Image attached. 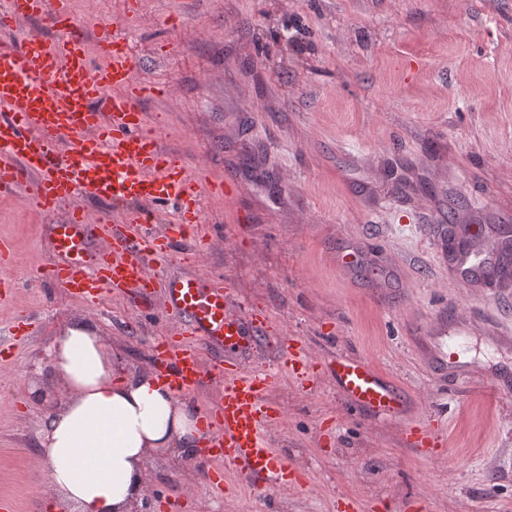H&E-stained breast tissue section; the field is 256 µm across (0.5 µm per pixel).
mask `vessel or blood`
Segmentation results:
<instances>
[{"label":"vessel or blood","mask_w":512,"mask_h":512,"mask_svg":"<svg viewBox=\"0 0 512 512\" xmlns=\"http://www.w3.org/2000/svg\"><path fill=\"white\" fill-rule=\"evenodd\" d=\"M33 20L44 22L46 34L20 29V22ZM0 30L20 37L17 48L0 51V193H30L47 213L70 207L65 222L51 227L52 260L35 278L93 304L108 293L162 298L176 322L150 349L158 376L180 394L207 382L218 386L219 397L205 415L212 448L252 476L282 486L294 468L265 434L283 417L270 398L274 381L248 372L242 361L263 339L262 322L235 311L223 278L195 273L160 284L151 272L153 262L169 256L176 244L208 242L201 196L218 190L233 195L239 181L188 175L182 156L163 148L159 131L146 124L139 102L148 88L134 79L125 39L104 33L99 50L106 64L91 68L68 0H7ZM78 196L121 207L119 219L89 222L84 208L73 203ZM167 201L179 206V219L160 233L150 208ZM484 260L480 253L458 257L461 286L473 285ZM203 345L223 350L224 359L205 364ZM280 358L291 376L312 381L307 359L291 346L281 344ZM331 372L351 403L397 413L407 407L397 384L366 361L342 356ZM404 435L424 453L447 446L438 431L414 420L407 421Z\"/></svg>","instance_id":"obj_1"}]
</instances>
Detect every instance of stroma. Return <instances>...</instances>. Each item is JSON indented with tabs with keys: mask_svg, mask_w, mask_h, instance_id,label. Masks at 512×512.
I'll return each instance as SVG.
<instances>
[{
	"mask_svg": "<svg viewBox=\"0 0 512 512\" xmlns=\"http://www.w3.org/2000/svg\"><path fill=\"white\" fill-rule=\"evenodd\" d=\"M124 2L70 0L92 66L105 64L102 30L119 29L164 147L242 185L202 198L213 244L185 245L154 273L223 276L240 309L325 367L302 388L271 340L245 355L278 375L285 414L268 437L297 484L268 494L224 459L158 455L152 512H336L344 499L358 512H512V282L461 287L441 252L449 231L488 227L475 241L488 252L493 227L512 226V0H136L131 15ZM66 214L0 195L13 278L0 300V497L16 512L41 499L30 417L61 398L53 337L86 318L140 369L164 326L158 301L91 307L33 278ZM351 246L367 254L353 276L336 265ZM22 315L32 330L12 335ZM436 348L450 356L439 373ZM345 355L400 385L413 417L444 430L445 453L422 456L401 418L350 405L330 372Z\"/></svg>",
	"mask_w": 512,
	"mask_h": 512,
	"instance_id": "stroma-1",
	"label": "stroma"
}]
</instances>
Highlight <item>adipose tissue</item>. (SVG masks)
<instances>
[{"label":"adipose tissue","mask_w":512,"mask_h":512,"mask_svg":"<svg viewBox=\"0 0 512 512\" xmlns=\"http://www.w3.org/2000/svg\"><path fill=\"white\" fill-rule=\"evenodd\" d=\"M63 393L33 423L49 492L40 512H132L153 456L202 438L200 414L150 369L126 368L88 320L70 323L48 350Z\"/></svg>","instance_id":"obj_1"}]
</instances>
